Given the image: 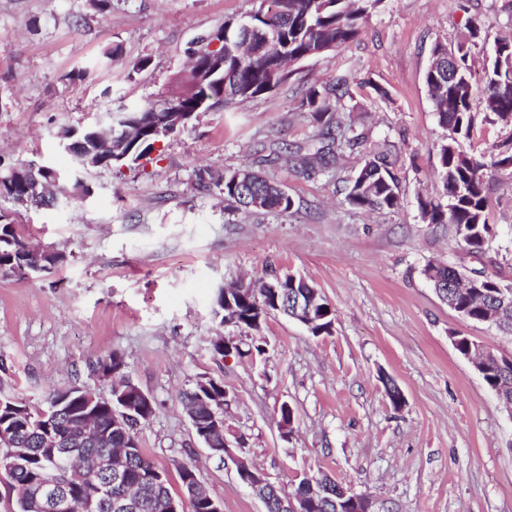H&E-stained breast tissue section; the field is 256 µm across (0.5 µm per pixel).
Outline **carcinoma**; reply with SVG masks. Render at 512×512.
Returning <instances> with one entry per match:
<instances>
[{"label":"carcinoma","instance_id":"obj_1","mask_svg":"<svg viewBox=\"0 0 512 512\" xmlns=\"http://www.w3.org/2000/svg\"><path fill=\"white\" fill-rule=\"evenodd\" d=\"M381 0H283L282 10L268 14L258 8L247 16L250 29L243 30L236 21H227L219 32L224 34V54L219 70L205 80L203 74L213 65L215 54L196 40L198 48L193 67L187 77L179 79L183 91L171 104L183 112H207L217 110L235 101L244 102L273 91L290 74L288 60H306L313 51L332 46L338 50L353 40L360 32L362 23L378 6ZM277 32V41L265 38L268 31ZM468 55L460 57L458 66L448 65V46L436 44L432 61L426 72V85L434 103L439 125L448 135L437 144V172L443 183L447 204L442 205L428 199H419V212L425 224H451L456 235L462 239L465 249L472 254L483 255L495 241L498 230L488 222V179L502 168L512 167V146L505 143L496 149L474 155L464 151L460 139L470 136L477 114L469 111L470 99L482 96L486 112L483 119L504 127H512V39H495L485 71V83L476 87L471 82L467 64ZM348 94L347 80L338 78L311 87L305 103L314 120L320 125V146L312 155L299 156L300 165L308 167L316 162L329 163L334 157V148L359 146L361 137L354 133L340 115L328 111L326 101L338 100ZM165 106L154 102L138 109L147 118L142 139L134 146L127 162L136 163L156 150L155 143L169 133L162 123ZM95 143L83 131L79 139L70 144L72 166L68 169L45 167V175L59 176L60 184L51 188L66 189L74 195L89 191L82 175L93 167L90 160ZM245 173L253 177L250 185H239L233 180L236 171H227L219 178L208 172L199 175L200 183L214 184L223 188L224 200L244 212L268 211L287 213L295 205L293 198L283 189L252 169ZM30 185L25 164L0 161V197L17 201L28 194ZM353 207L395 210L400 206L399 182L391 170L388 153L380 151L366 156L364 164L352 180L345 196ZM0 214V272L24 277L31 267L39 264L45 272L53 271L63 260V255L50 250L37 252L29 248L17 232L15 224L3 221ZM488 287L478 294L464 295L454 288L448 289V305L459 311L462 318L480 322L489 317L501 332L512 335V305L502 304L498 299L501 281L488 276ZM260 313L253 299L241 306L238 323L250 328ZM94 373L109 387V395L117 403L134 406L131 414L139 419L137 425L148 422L154 407L145 399L126 393L125 363L123 358L112 353L99 360ZM483 380L494 395L509 402L512 400V363L503 368H493ZM201 387H194L182 394L188 417L200 427L210 426L211 414L203 405L199 394ZM0 429L13 430L17 436L18 453L0 447V474L6 475L8 488L14 498L12 512H49L34 504L33 491L46 468L54 464L46 448L53 438L69 441L72 478L73 512H110L102 499L90 494L91 483L100 478L95 469L96 461L112 457L121 452L130 442L128 432H103L95 440L85 439L87 423L107 428L111 419V407L97 406L87 416L85 402L76 400L69 409L61 408L46 419L40 417V409L29 408L25 415L15 411L25 403L14 395L0 391ZM128 483L112 487V497L127 493L137 496L133 512H167L168 503L177 498L170 480L155 482L148 478L153 465L146 459L143 448H134L125 459ZM338 483L321 476L314 487L297 484L292 495L310 497L309 512H342L341 493L336 491Z\"/></svg>","mask_w":512,"mask_h":512}]
</instances>
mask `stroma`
Wrapping results in <instances>:
<instances>
[{"mask_svg": "<svg viewBox=\"0 0 512 512\" xmlns=\"http://www.w3.org/2000/svg\"><path fill=\"white\" fill-rule=\"evenodd\" d=\"M259 5L110 0L101 12L90 0H0V152L69 168L59 127L79 130L107 111L170 100L191 42ZM474 18L488 39L512 37V0H381L355 40L295 65L273 92L196 114L138 163L92 171L89 196L38 209L0 200L28 242L66 258L49 274L0 276V390L37 407L71 385L103 394L93 368L119 353L154 400L141 448L171 473L197 464L224 512L265 506L194 433L181 394L202 379L223 382L226 437L243 436L244 457L282 492L325 473L367 493L374 512H512V414L450 336L507 358L512 337L463 320L422 273L437 259L478 265L451 226L422 223L418 208L419 198L441 196L435 146L444 131L425 84L431 51L465 42ZM145 57L148 67L138 69ZM79 66L86 76L72 78ZM340 76L349 87L340 115L363 143L302 170L292 154L318 131L305 93ZM372 150L389 154L397 210L344 200ZM243 167L283 185L294 208L244 213L197 184V172ZM488 199L499 231L492 271L512 282L511 170L493 174ZM286 271L330 303L331 334L313 335L279 313L257 332L215 318L227 281ZM218 336L235 337L244 355H213ZM258 344L264 354L248 355ZM285 403L295 412L288 439L278 427Z\"/></svg>", "mask_w": 512, "mask_h": 512, "instance_id": "stroma-1", "label": "stroma"}]
</instances>
